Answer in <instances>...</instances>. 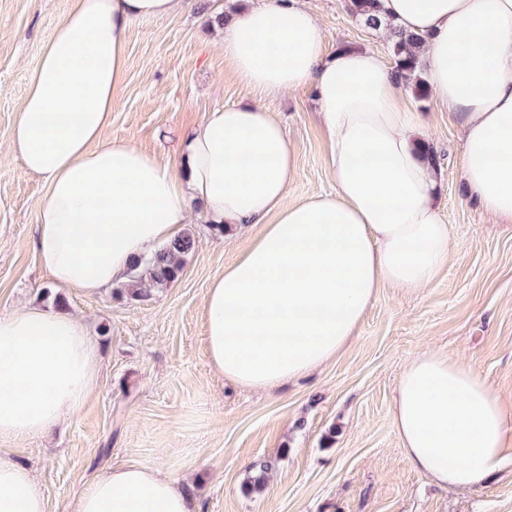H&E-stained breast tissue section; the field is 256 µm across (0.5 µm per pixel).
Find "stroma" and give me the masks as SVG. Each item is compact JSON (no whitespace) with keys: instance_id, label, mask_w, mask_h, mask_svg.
I'll list each match as a JSON object with an SVG mask.
<instances>
[{"instance_id":"obj_1","label":"stroma","mask_w":512,"mask_h":512,"mask_svg":"<svg viewBox=\"0 0 512 512\" xmlns=\"http://www.w3.org/2000/svg\"><path fill=\"white\" fill-rule=\"evenodd\" d=\"M70 0H0V314L64 297L99 340L93 397L48 434L0 440V455L34 472L48 512H75L108 469L141 463L171 475L199 512H512V461L486 486L443 489L403 459L391 407L407 361L435 350L463 360L512 406V223H490L467 197L457 166L461 134L448 111L419 103L442 167L439 203L450 256L416 292L381 289L355 339L310 375L270 390L237 387L211 367L202 301L211 280L248 243L190 224L195 238L178 280L140 297L127 282L94 293L54 284L28 242L46 187L7 152L32 70ZM324 49L368 48L391 63L384 33L366 29L349 0H317ZM191 0L165 19L136 22L109 134L163 162L209 110L256 97L214 46L217 9ZM297 143L291 200L331 192L328 148L311 88L267 98ZM267 462L264 489L249 480Z\"/></svg>"}]
</instances>
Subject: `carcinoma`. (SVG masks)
Masks as SVG:
<instances>
[{
  "label": "carcinoma",
  "instance_id": "obj_1",
  "mask_svg": "<svg viewBox=\"0 0 512 512\" xmlns=\"http://www.w3.org/2000/svg\"><path fill=\"white\" fill-rule=\"evenodd\" d=\"M350 11L366 28L388 33L393 69L411 84L414 97L424 102L429 98V81L420 60V50L428 37L403 30L382 13L380 0H349ZM194 248L192 233L185 232L148 260L130 268L131 281L151 288H163L177 280L183 270L184 256Z\"/></svg>",
  "mask_w": 512,
  "mask_h": 512
}]
</instances>
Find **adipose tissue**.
Segmentation results:
<instances>
[{"label": "adipose tissue", "instance_id": "1", "mask_svg": "<svg viewBox=\"0 0 512 512\" xmlns=\"http://www.w3.org/2000/svg\"><path fill=\"white\" fill-rule=\"evenodd\" d=\"M421 51L433 100L459 126L471 201L512 222V0H381ZM187 0H71L32 72L9 148L46 186L33 246L65 288L92 293L203 216L260 225L203 301L208 356L234 384L269 389L333 360L380 289L429 287L448 261L437 162L405 79L368 49L325 53L307 0H253L216 43L262 95L315 92L335 190L288 195L299 148L264 107H219L161 164L108 134L133 23ZM99 349L82 318L18 307L0 316V439L40 436L94 394ZM403 456L437 484L484 485L512 459V408L468 364L423 351L392 405ZM0 512H47L33 472L0 458ZM76 512H198L179 479L115 466Z\"/></svg>", "mask_w": 512, "mask_h": 512}]
</instances>
